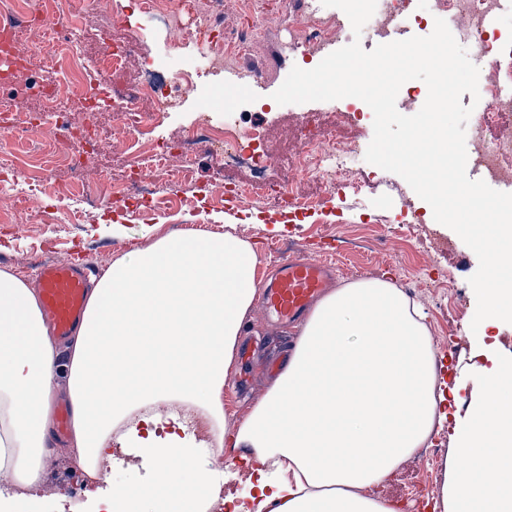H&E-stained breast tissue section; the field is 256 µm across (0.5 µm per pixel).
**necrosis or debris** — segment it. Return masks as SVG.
Segmentation results:
<instances>
[{"label":"necrosis or debris","instance_id":"1","mask_svg":"<svg viewBox=\"0 0 512 512\" xmlns=\"http://www.w3.org/2000/svg\"><path fill=\"white\" fill-rule=\"evenodd\" d=\"M64 0H33L21 4L20 0H0V55L13 58L14 66L0 70V131L14 138L24 137L28 123L22 122L30 105H37L48 121L42 128L46 147L56 156L65 158L72 174H79L83 164L95 160L102 131L90 127L77 128L68 112L77 109L86 113L97 112L103 102H111L113 110L138 127L168 111L187 91L193 90L194 78L188 73H178L163 79L152 72L151 61H144L143 80L133 94H126L120 84H108L109 75L119 73L130 47L120 41L113 42L110 50L93 57L78 52L76 46L62 48L55 29L42 25L37 41H30V26L24 18L28 15L44 17L49 8L63 4ZM139 13L164 24L173 23L178 15L188 14L192 23L186 29L188 40L201 51L229 58L249 50L254 39L252 29H241L233 35L222 30L224 0H135ZM499 0H433L431 9L436 13L462 14L471 22L472 46L482 54L512 57V45L499 43L485 27L488 16L496 13ZM65 54L69 67L65 81L72 90L70 99H63L56 82L46 80L37 65V58H53ZM487 107L478 113L471 129L475 149L471 161L483 166L492 176L512 180V99L502 97L499 86L486 89ZM260 139L256 131H245L233 122L194 124L189 126L183 140L172 151H161L158 145L147 142L137 147L135 166L126 168L121 179H107V195H99L85 188L79 181L63 187L62 193L79 201L80 206L71 210L66 218L55 213L44 215L46 223L66 221L80 223L84 209H95L105 201L114 204H157L156 190L142 187L136 172L148 166L161 175L178 179L194 168L200 148H208L224 156V175L230 178V193L245 196L253 191L249 181H235L236 168L249 167L254 172L265 171L272 156L258 148ZM291 168L307 180H330L336 188L353 187L352 168L338 148L337 132L325 135H306L300 149L291 159Z\"/></svg>","mask_w":512,"mask_h":512}]
</instances>
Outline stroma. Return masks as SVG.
<instances>
[{
  "instance_id": "35a3bbf8",
  "label": "stroma",
  "mask_w": 512,
  "mask_h": 512,
  "mask_svg": "<svg viewBox=\"0 0 512 512\" xmlns=\"http://www.w3.org/2000/svg\"><path fill=\"white\" fill-rule=\"evenodd\" d=\"M125 4L126 0H69L70 10L84 18V27L77 36L82 50L88 56L97 55V29L111 24L117 36L132 48L120 76L122 82L135 85L141 59L155 56L164 65L194 70L198 89L173 106L171 114L161 118L157 126L141 128L134 134L123 128L113 111L98 113L97 123L108 132L100 146L101 167L111 168L117 178L133 159L135 140L156 135L168 143L179 141L184 125L206 117L200 88L220 83L232 94L227 111L233 112L243 127L260 131L264 147L273 150L279 161L267 168L263 187L244 199L221 198L217 191L224 179L221 161L203 148L193 171L181 181L161 180L147 167L141 172L143 181L156 185L161 195L179 200L178 208L139 212L125 209L118 215L109 208L93 209L80 224H45L35 209H28L14 223H0V270L33 278L41 265L74 261L91 264L102 272L113 260L142 245V230L149 226L157 238L189 228L201 233L231 231L255 245L259 269L268 275L278 258L273 244L295 240L300 244L299 255L333 261L339 268V282L381 278L408 291L426 315L435 349L444 355L451 376L460 380L459 397L451 411L464 417L480 395L478 375L485 360L476 351L481 344H490L495 356L512 360V324L498 323L489 329L484 341L471 330L476 297L468 280L478 268L475 253L453 230L431 217L415 225L408 237H401L399 228L411 213H427L429 205L400 176L354 154L355 141L371 142L372 121L342 135L345 151L352 154L354 176L364 185L362 192L336 191L316 181L295 178L281 163L282 157L299 149L309 113L327 118L350 104L344 98L280 105L272 98L292 67L304 68L311 62L310 57L291 49L290 39L308 11L323 12L320 0L310 7L302 0H260L254 19L258 34L249 52L231 60L214 56L204 61L179 25L124 20L121 10ZM289 181L295 191L318 198L315 210L296 218L273 204L270 193ZM228 212L237 219L229 227L224 224ZM276 222L284 223V232L270 233V224ZM431 270L451 276L464 287L461 302L450 303L447 289L434 286L427 276ZM293 339L292 333L266 317L263 310H253L240 343L252 347L254 359L248 364L235 358L224 386V403L236 417H243L266 395L272 375L264 366L270 360L281 359ZM452 435V423L436 428L426 442L427 447L435 449V456L419 452L410 456L386 483L374 487V495L396 502L401 512H432V497L413 504L408 502L407 494L422 481L432 492L439 491L448 473L466 467V460L452 451ZM67 441V436L56 437L48 453L43 486L38 492L44 512H75L84 499L75 490L83 478ZM61 493L66 495V502L58 501Z\"/></svg>"
}]
</instances>
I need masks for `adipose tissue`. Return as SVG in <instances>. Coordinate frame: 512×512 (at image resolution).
<instances>
[{
  "label": "adipose tissue",
  "instance_id": "adipose-tissue-1",
  "mask_svg": "<svg viewBox=\"0 0 512 512\" xmlns=\"http://www.w3.org/2000/svg\"><path fill=\"white\" fill-rule=\"evenodd\" d=\"M262 280L254 246L234 234L153 239L95 282L61 369L37 288L1 270L0 477L21 492L0 496V512L37 508L62 385L87 479L81 512H200L211 451L227 444L250 477L227 512H399L370 490L447 420L457 390L420 306L378 278L329 292L268 394L231 428L224 385ZM480 382L453 435L470 465L442 485V512H512V360ZM117 448L141 458L139 483L99 485Z\"/></svg>",
  "mask_w": 512,
  "mask_h": 512
}]
</instances>
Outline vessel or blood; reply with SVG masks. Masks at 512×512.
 Here are the masks:
<instances>
[{
	"instance_id": "b4317fda",
	"label": "vessel or blood",
	"mask_w": 512,
	"mask_h": 512,
	"mask_svg": "<svg viewBox=\"0 0 512 512\" xmlns=\"http://www.w3.org/2000/svg\"><path fill=\"white\" fill-rule=\"evenodd\" d=\"M92 274L91 267L66 262L39 268L42 310L59 339L71 336L82 322ZM330 276L329 260L281 255L274 278L263 290V306L284 323H298L327 288Z\"/></svg>"
}]
</instances>
